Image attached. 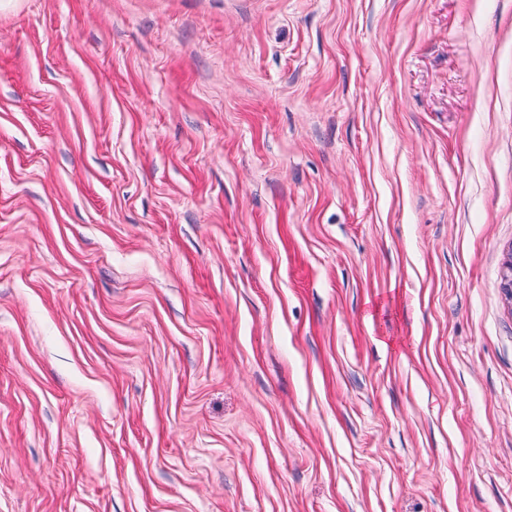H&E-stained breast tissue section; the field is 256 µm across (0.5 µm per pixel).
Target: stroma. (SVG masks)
<instances>
[{"instance_id":"1","label":"stroma","mask_w":512,"mask_h":512,"mask_svg":"<svg viewBox=\"0 0 512 512\" xmlns=\"http://www.w3.org/2000/svg\"><path fill=\"white\" fill-rule=\"evenodd\" d=\"M512 0H0V512H512Z\"/></svg>"}]
</instances>
